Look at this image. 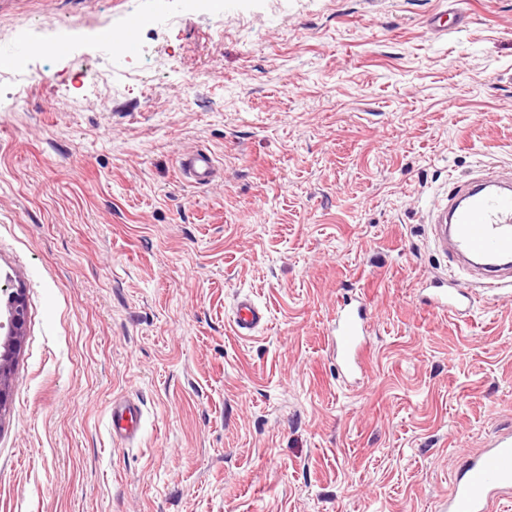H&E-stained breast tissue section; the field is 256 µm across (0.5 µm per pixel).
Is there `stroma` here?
I'll list each match as a JSON object with an SVG mask.
<instances>
[{"mask_svg":"<svg viewBox=\"0 0 512 512\" xmlns=\"http://www.w3.org/2000/svg\"><path fill=\"white\" fill-rule=\"evenodd\" d=\"M486 166L512 169V0H0V287L27 308L0 512H439L512 430V286L420 301L458 272L427 213ZM346 294L374 322L349 391ZM242 295L270 318L245 338ZM180 166L187 181L196 185L209 184L217 174L213 157L204 152L184 155ZM425 303L438 312L452 316L466 314L471 306L468 292L455 279L448 278V283H436L430 288ZM366 305L358 297L342 296L336 316L329 325L330 344L336 351L337 378L344 385L360 380L363 375L367 342ZM142 409L133 400H112L110 432L120 441L134 439L139 431Z\"/></svg>","mask_w":512,"mask_h":512,"instance_id":"35a3bbf8","label":"stroma"}]
</instances>
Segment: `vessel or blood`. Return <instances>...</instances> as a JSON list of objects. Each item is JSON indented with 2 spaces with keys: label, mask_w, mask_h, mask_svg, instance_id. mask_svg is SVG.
Returning a JSON list of instances; mask_svg holds the SVG:
<instances>
[{
  "label": "vessel or blood",
  "mask_w": 512,
  "mask_h": 512,
  "mask_svg": "<svg viewBox=\"0 0 512 512\" xmlns=\"http://www.w3.org/2000/svg\"><path fill=\"white\" fill-rule=\"evenodd\" d=\"M181 170L188 182L205 185L217 174L210 154L184 155ZM435 247L463 267L479 272L482 286L496 291L512 283V172L479 176L451 192L444 206L430 217ZM436 311L460 316L471 306L468 292L456 280L435 284L425 298ZM267 315L251 299L237 302L233 327L248 336L262 326ZM367 310L360 298L341 297L329 325V340L336 353L341 383L358 381L363 374L367 342ZM142 409L132 400L112 403L110 432L120 441L134 439ZM512 494V431L499 433L479 456L467 460L456 478L441 512H494L495 503Z\"/></svg>",
  "instance_id": "obj_1"
}]
</instances>
